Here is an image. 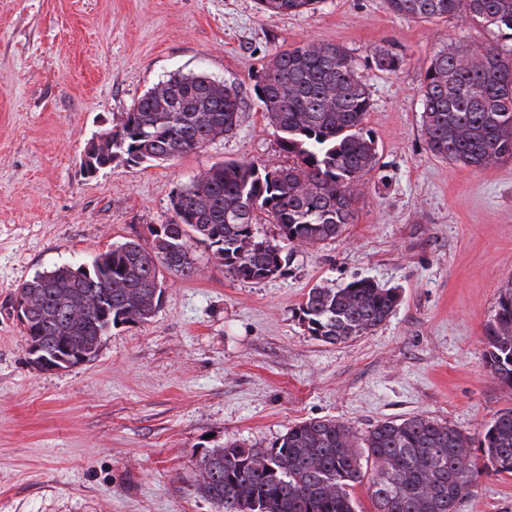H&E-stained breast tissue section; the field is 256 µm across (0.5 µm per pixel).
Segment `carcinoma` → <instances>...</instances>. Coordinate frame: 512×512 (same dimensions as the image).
Wrapping results in <instances>:
<instances>
[{
	"label": "carcinoma",
	"mask_w": 512,
	"mask_h": 512,
	"mask_svg": "<svg viewBox=\"0 0 512 512\" xmlns=\"http://www.w3.org/2000/svg\"><path fill=\"white\" fill-rule=\"evenodd\" d=\"M263 13L301 14L323 0H258ZM405 19L464 16L512 31V0H386ZM395 72L403 56L372 53ZM422 130L432 155L463 167L512 160V47L437 53L424 70ZM288 166L224 161L199 173L173 201L171 219L144 243L116 241L77 266L40 272L17 289L27 304L26 344L51 351L65 343L92 359L115 326L144 322L162 304L163 271L201 272L193 244L210 249L226 274L259 281L283 273L287 248L334 240L354 222L356 204L378 162L364 132L370 97L346 48L299 45L277 53L256 87ZM238 87L219 91L205 76L174 74L147 90L110 126L96 168L111 161L162 164L232 133L242 110ZM275 224L278 240L253 226ZM394 288L368 278L343 288L317 284L301 312L310 335L336 344L364 336L398 305ZM486 366L512 391V285L485 324ZM458 428L422 415L385 420L358 437L336 419L297 423L270 448L237 441L205 451L207 474L195 491L220 512H363L355 488L367 484L371 512H457L478 463ZM499 474H512V409L500 411L480 442Z\"/></svg>",
	"instance_id": "carcinoma-1"
}]
</instances>
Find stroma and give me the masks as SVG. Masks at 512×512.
<instances>
[{"label": "stroma", "instance_id": "obj_1", "mask_svg": "<svg viewBox=\"0 0 512 512\" xmlns=\"http://www.w3.org/2000/svg\"><path fill=\"white\" fill-rule=\"evenodd\" d=\"M302 44L345 47L370 93L379 163L354 222L261 281L232 278L195 247L201 275H166L154 318L114 327L90 361L35 370L20 284L123 238L151 242L214 163L291 164L255 89L278 51ZM509 44L456 17L402 19L384 0L271 19L258 0H0V512H217L194 490L206 449L268 448L309 419L361 436L417 414L471 440L481 471L458 512H512V475L480 448L512 407L483 334L512 281V161L475 170L434 157L420 93L438 52ZM379 47L403 55L398 71L375 67ZM197 72L241 91L233 133L171 162L84 175L102 126L170 75ZM360 278L398 290L388 320L340 344L310 336L309 288Z\"/></svg>", "mask_w": 512, "mask_h": 512}]
</instances>
